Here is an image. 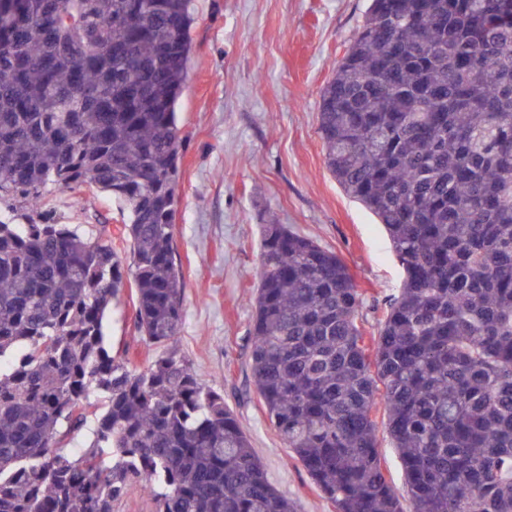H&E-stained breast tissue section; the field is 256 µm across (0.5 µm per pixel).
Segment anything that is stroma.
Here are the masks:
<instances>
[{
	"instance_id": "1",
	"label": "stroma",
	"mask_w": 512,
	"mask_h": 512,
	"mask_svg": "<svg viewBox=\"0 0 512 512\" xmlns=\"http://www.w3.org/2000/svg\"><path fill=\"white\" fill-rule=\"evenodd\" d=\"M369 0H192L193 53L178 105L183 136L175 249L184 320L173 344L223 392L269 480L301 512H336L267 419L251 382L249 326L262 225L285 224L336 251L370 302L367 333L402 278L387 234L328 171L318 134L320 90L354 40ZM63 223L124 225L110 194L51 190ZM124 291L106 332L113 355L144 367L159 354L134 326Z\"/></svg>"
}]
</instances>
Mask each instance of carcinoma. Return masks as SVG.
Instances as JSON below:
<instances>
[{
  "label": "carcinoma",
  "mask_w": 512,
  "mask_h": 512,
  "mask_svg": "<svg viewBox=\"0 0 512 512\" xmlns=\"http://www.w3.org/2000/svg\"><path fill=\"white\" fill-rule=\"evenodd\" d=\"M189 2L0 0V512H112L135 485L155 512H298L191 363L133 368L106 341L129 286L147 342L169 346L183 321ZM507 18L512 0H370L321 89L327 168L403 270L378 335L336 252L262 225L252 383L336 512H512ZM85 184L126 213L130 269L106 228L47 208V187ZM83 430L85 447L62 446ZM377 420L379 425L378 439L380 444V453L384 459V466L390 483L403 502L404 506L408 505V496L406 492L403 471L401 468L400 461L394 448H392L390 440L383 428V410L380 405L377 406Z\"/></svg>",
  "instance_id": "cac0c4a2"
}]
</instances>
